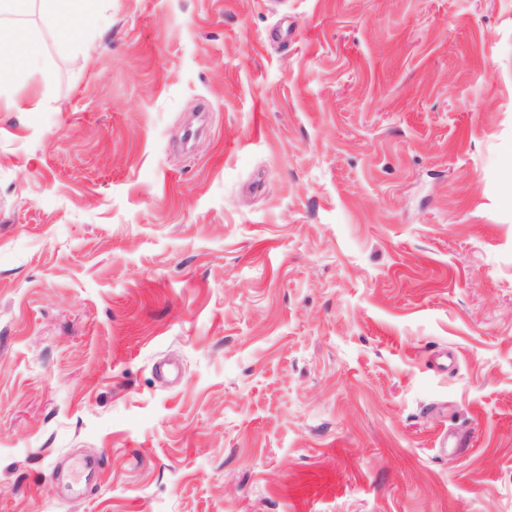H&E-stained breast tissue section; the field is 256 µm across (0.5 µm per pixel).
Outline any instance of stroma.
<instances>
[{
  "label": "stroma",
  "instance_id": "stroma-1",
  "mask_svg": "<svg viewBox=\"0 0 512 512\" xmlns=\"http://www.w3.org/2000/svg\"><path fill=\"white\" fill-rule=\"evenodd\" d=\"M101 14L0 109V512H512V0Z\"/></svg>",
  "mask_w": 512,
  "mask_h": 512
}]
</instances>
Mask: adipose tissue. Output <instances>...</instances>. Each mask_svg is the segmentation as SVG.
<instances>
[{"instance_id":"ef3b65f1","label":"adipose tissue","mask_w":512,"mask_h":512,"mask_svg":"<svg viewBox=\"0 0 512 512\" xmlns=\"http://www.w3.org/2000/svg\"><path fill=\"white\" fill-rule=\"evenodd\" d=\"M31 0H0V106L14 108L17 89L29 86L40 70L39 46L22 17ZM56 19L62 35L80 23L90 22L100 0H41Z\"/></svg>"}]
</instances>
